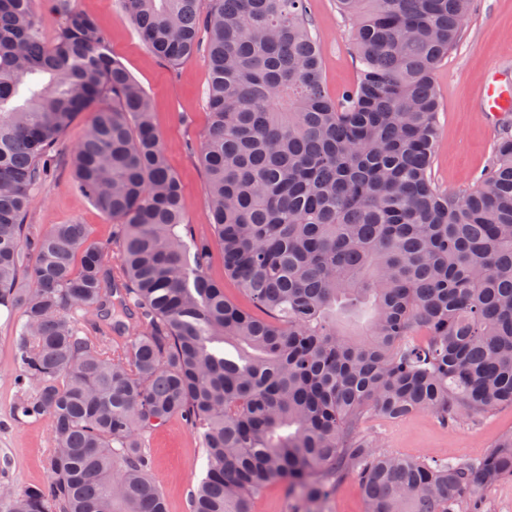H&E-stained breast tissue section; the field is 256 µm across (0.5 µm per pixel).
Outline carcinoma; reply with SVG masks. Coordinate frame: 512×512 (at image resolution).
Instances as JSON below:
<instances>
[{
  "mask_svg": "<svg viewBox=\"0 0 512 512\" xmlns=\"http://www.w3.org/2000/svg\"><path fill=\"white\" fill-rule=\"evenodd\" d=\"M51 2L48 44L33 0H0V306L21 312L15 414L54 429L47 481L0 486V512H167L143 437L173 418L204 450L191 512H253L275 482L324 512L347 475L366 512H455L512 477V433L465 464L384 455L359 429L512 405V135L474 187L431 177L433 74L471 0H336L359 62L340 99L307 0H122L169 63L207 34L210 238L182 222L147 94ZM88 111L74 186L122 227L115 267L84 224H24ZM215 247L254 309L207 275ZM34 6L45 40L53 41L60 28L61 15L56 13L44 0H38Z\"/></svg>",
  "mask_w": 512,
  "mask_h": 512,
  "instance_id": "cac0c4a2",
  "label": "carcinoma"
}]
</instances>
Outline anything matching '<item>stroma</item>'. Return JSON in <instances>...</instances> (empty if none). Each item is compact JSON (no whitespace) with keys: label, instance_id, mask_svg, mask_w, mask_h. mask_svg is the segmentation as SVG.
<instances>
[{"label":"stroma","instance_id":"1","mask_svg":"<svg viewBox=\"0 0 512 512\" xmlns=\"http://www.w3.org/2000/svg\"><path fill=\"white\" fill-rule=\"evenodd\" d=\"M72 2L77 11L97 21L112 55L148 95L167 162L180 181L183 221L196 236H209L208 182L199 156L209 125L206 55L169 64L146 49L120 0ZM308 19L322 48L324 84L332 97H341L357 76L353 23L340 14L336 0H308ZM495 68L502 79L512 78V0H472L459 41L434 74L440 109L432 175L442 190L472 187L492 163L500 138L512 134V114L491 119L479 108L477 94ZM91 119V113H82L65 131L53 171L33 191L24 221L38 232L54 224L88 225L92 239L114 253L117 224L75 190L68 166ZM19 317V312L0 310V484L22 490L48 478L45 458L53 425L47 416L20 420L14 414V336ZM361 432L387 455L474 463L502 435L512 433V406L477 417L464 415L448 425L429 412L397 420L370 414ZM144 444L169 512H189L190 491L204 475L199 437L175 418L146 434Z\"/></svg>","mask_w":512,"mask_h":512}]
</instances>
